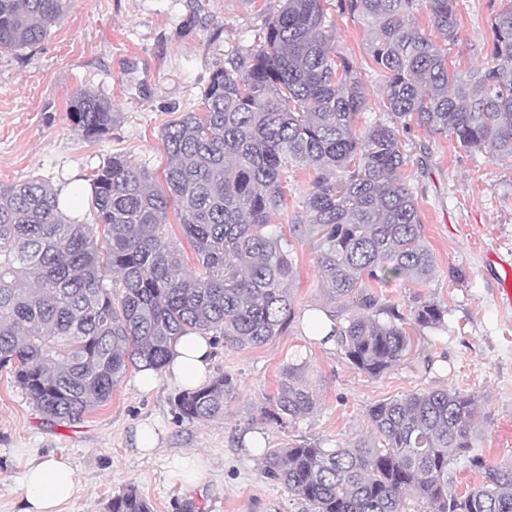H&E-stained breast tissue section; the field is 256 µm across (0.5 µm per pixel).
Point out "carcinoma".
<instances>
[{
  "mask_svg": "<svg viewBox=\"0 0 512 512\" xmlns=\"http://www.w3.org/2000/svg\"><path fill=\"white\" fill-rule=\"evenodd\" d=\"M71 0H0V51L41 44ZM427 11L438 44L419 26ZM358 17L370 32L367 65L335 51L333 16ZM482 63L448 69L459 37L456 0H280L258 43L224 55L200 105L162 129L165 186L148 169L113 155L92 178L94 223L64 213L82 200L36 178L0 184V367L45 418L74 423L107 402L129 368L160 371L182 336H210L230 348L262 345L295 317L297 269L272 217L286 207L284 173L314 172L292 229L313 242L327 300L357 313L334 327L345 358L378 377L411 343L397 306L365 281L423 284L436 260L418 199L404 177L402 137L411 124L463 150L512 158V0L492 21ZM382 80V118L361 128L368 82ZM67 118L86 140L112 131V102L77 89ZM175 205L197 267L166 230ZM104 226V238L96 228ZM447 309L420 300V333L445 327ZM291 365L266 397L265 421L287 428L314 411ZM237 383L219 373L175 399L181 418L224 416ZM373 437L326 450L296 439L260 454L265 479L304 512H512V464L472 453L475 397L448 389L413 392L370 407ZM467 457L481 483L459 494L450 465ZM108 512H152L136 488Z\"/></svg>",
  "mask_w": 512,
  "mask_h": 512,
  "instance_id": "1",
  "label": "carcinoma"
}]
</instances>
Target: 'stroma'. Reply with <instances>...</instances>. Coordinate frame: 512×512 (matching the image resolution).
Here are the masks:
<instances>
[{
	"label": "stroma",
	"mask_w": 512,
	"mask_h": 512,
	"mask_svg": "<svg viewBox=\"0 0 512 512\" xmlns=\"http://www.w3.org/2000/svg\"><path fill=\"white\" fill-rule=\"evenodd\" d=\"M501 0H457L460 37L450 69L467 71L483 59L491 20ZM279 0H73L65 18L39 46L0 52V184L41 178L87 185L109 156L126 155L163 181L161 130L196 109L210 76L233 45L254 43ZM369 34L358 21H336L333 46L357 62L368 59ZM80 88L107 98L118 117L106 137L88 141L66 117ZM405 176L419 203L426 240L436 257L432 278L367 282L380 302L411 315L417 298L444 305L443 329L414 338L389 372L371 377L355 369L339 346L310 336L302 314L321 309L345 323L352 307L329 302L319 283L313 247L292 243L298 277L297 321L256 347L213 348L210 373L238 384L224 417L180 418L181 387L169 378L144 393L137 370L126 372L110 400L69 425L48 423L0 369V512H18L21 448L64 452L76 465L79 492L62 512H107L112 497L135 486L153 512H301L287 490L268 483L259 455L295 439L344 446L369 435L374 404L412 392L458 390L477 401L475 450L493 466L512 462V311L494 295L495 252L512 257V160L467 152L419 127L405 133ZM301 368L316 407L293 427L262 423L259 411L288 365ZM151 430L152 457L136 450V432ZM204 463L197 480L178 469L192 457Z\"/></svg>",
	"instance_id": "1"
}]
</instances>
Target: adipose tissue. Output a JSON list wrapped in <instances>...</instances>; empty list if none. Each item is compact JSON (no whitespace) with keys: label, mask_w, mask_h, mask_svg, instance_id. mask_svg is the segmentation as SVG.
Returning <instances> with one entry per match:
<instances>
[{"label":"adipose tissue","mask_w":512,"mask_h":512,"mask_svg":"<svg viewBox=\"0 0 512 512\" xmlns=\"http://www.w3.org/2000/svg\"><path fill=\"white\" fill-rule=\"evenodd\" d=\"M211 351L205 337H182L173 348L165 373L142 370L136 386L142 391L152 390L164 375L184 387H193L208 373ZM24 457L21 512H62L63 505L77 493L71 458L62 453L41 455L33 450L25 451Z\"/></svg>","instance_id":"ef3b65f1"}]
</instances>
